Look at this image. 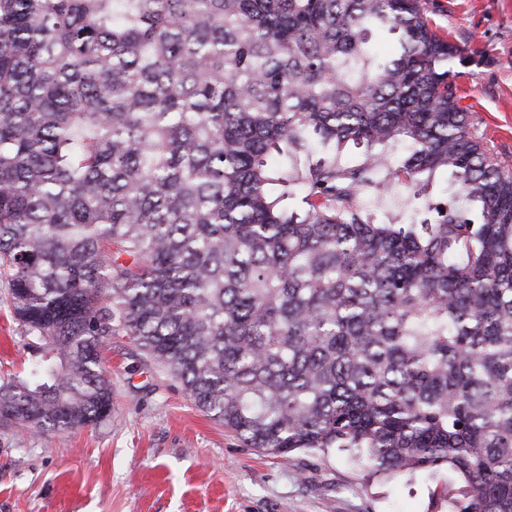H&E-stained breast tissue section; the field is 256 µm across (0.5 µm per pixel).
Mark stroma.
Masks as SVG:
<instances>
[{"label":"stroma","instance_id":"35a3bbf8","mask_svg":"<svg viewBox=\"0 0 512 512\" xmlns=\"http://www.w3.org/2000/svg\"><path fill=\"white\" fill-rule=\"evenodd\" d=\"M473 62L457 80L479 135L512 163V0H425ZM41 356L0 282V381ZM112 415L68 431L0 428V512H448L442 468L391 478L332 448L283 459L248 448L128 336L107 342Z\"/></svg>","mask_w":512,"mask_h":512}]
</instances>
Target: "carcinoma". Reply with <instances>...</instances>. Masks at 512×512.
I'll use <instances>...</instances> for the list:
<instances>
[{
    "mask_svg": "<svg viewBox=\"0 0 512 512\" xmlns=\"http://www.w3.org/2000/svg\"><path fill=\"white\" fill-rule=\"evenodd\" d=\"M472 62L422 0H0V281L47 345L0 425L104 421L131 336L250 448L512 512V170ZM392 183L407 216L360 208Z\"/></svg>",
    "mask_w": 512,
    "mask_h": 512,
    "instance_id": "carcinoma-1",
    "label": "carcinoma"
}]
</instances>
